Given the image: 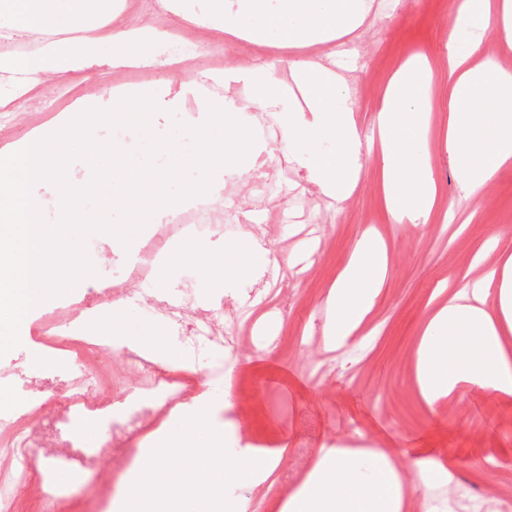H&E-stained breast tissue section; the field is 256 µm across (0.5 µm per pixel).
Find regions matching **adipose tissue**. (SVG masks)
Instances as JSON below:
<instances>
[{"label":"adipose tissue","mask_w":512,"mask_h":512,"mask_svg":"<svg viewBox=\"0 0 512 512\" xmlns=\"http://www.w3.org/2000/svg\"><path fill=\"white\" fill-rule=\"evenodd\" d=\"M200 16L205 27L228 36L260 41L249 25L263 0H238L236 11L224 0H211ZM295 22L294 40L310 46L332 41L359 26L364 12L359 0H283ZM100 19L83 13L75 25L86 31L77 41H60L31 58L0 59V70L24 68L47 75L78 73L94 66L103 42H111L113 66L167 67L162 35L129 29L120 11L98 0ZM512 38V0H460L448 30V127L444 147L452 160L462 199L476 197L500 171L512 166V74L482 61L488 30ZM468 33L460 41V33ZM292 78L302 96L291 106L282 138L296 149L321 191L343 201L351 196L362 173L363 142L352 102L336 71L322 62L301 59L292 64ZM225 84L251 86L264 108L283 105L273 71L252 62L224 69ZM431 110L430 85L418 66H410L389 86L377 117V150L392 223L426 224L437 204V188L428 160L426 138ZM336 142L322 150L323 142ZM388 272V255L380 240L361 237L337 275L329 296L333 315L326 324L328 342L339 346L355 336L372 311ZM98 337L120 342L146 354L176 356L173 347L159 348L130 333L122 309L100 315ZM512 255L499 259L484 277L450 294L428 320L414 351L418 395L427 405L469 383L485 390L512 394ZM208 408L198 403L195 424L166 432L147 449L127 483L120 512H220L221 487L229 482L260 484L279 459L248 450L236 457L223 454L222 430L208 427ZM401 474L385 450L360 452L324 448L302 483L280 512H413Z\"/></svg>","instance_id":"adipose-tissue-1"}]
</instances>
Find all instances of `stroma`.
<instances>
[{
    "instance_id": "35a3bbf8",
    "label": "stroma",
    "mask_w": 512,
    "mask_h": 512,
    "mask_svg": "<svg viewBox=\"0 0 512 512\" xmlns=\"http://www.w3.org/2000/svg\"><path fill=\"white\" fill-rule=\"evenodd\" d=\"M364 5V23L336 44L337 50L358 56L355 69L343 72L342 87L361 132L374 134L388 82L400 67L415 56L427 61L433 104L429 163L441 202L457 199L453 165L438 140L448 126L444 54L455 0H364ZM287 31L284 24L264 29L262 42H240L234 49L273 67L292 99L297 92L293 61L326 48L285 47ZM198 74L192 64L178 70L142 67L125 81L132 93L165 88L180 93L177 109L154 115L156 131L164 135L199 112ZM71 90L108 105L114 98L108 75L92 70L75 78L44 77L36 97L20 101L19 109L66 113ZM362 163L357 188L341 203L314 187L305 199L273 195L268 206L286 207L298 221L277 225L266 244L252 245L251 271L232 291L209 287L196 258L154 280L153 294H187L198 306L239 300L245 318L233 355L191 353L171 320L138 304L128 307L134 334L172 344L191 364L210 407L209 423L224 432L227 454L244 448L281 454L265 483L224 485L223 512L249 501L260 512H278L320 449L336 447L385 449L417 503L431 502L435 512H477L482 505L512 499V395L467 385L431 407L416 392L413 369L414 348L436 304L482 277L501 252H512V167L475 200L460 202L453 223L438 217L429 224H394L385 208L379 155H364ZM365 234L384 240L388 278L358 336L331 349L324 341L329 291ZM87 244L95 282L124 278L127 251L112 247L104 233L91 235ZM278 272L288 274V288L277 284ZM282 304L287 319L271 321L272 309ZM69 370L66 360L26 341L0 358V391L20 404L27 399L29 378L57 384ZM109 431V419L86 416L60 426L56 438L78 441L89 453ZM34 465L60 495L80 496L90 481L89 472L75 463L51 466L38 458ZM432 467L449 471V478L427 481Z\"/></svg>"
}]
</instances>
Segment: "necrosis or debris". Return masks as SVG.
<instances>
[{
    "label": "necrosis or debris",
    "instance_id": "necrosis-or-debris-1",
    "mask_svg": "<svg viewBox=\"0 0 512 512\" xmlns=\"http://www.w3.org/2000/svg\"><path fill=\"white\" fill-rule=\"evenodd\" d=\"M248 229L243 216L206 202L179 210L152 225L141 238L138 258L124 281L95 288L92 299L60 304L27 320L24 331L28 337L50 354L72 361L74 367L61 397H54L47 386L36 385L34 395L15 408L7 426L0 427V512H17L22 498L48 499L42 477L32 471V459L37 451L44 458H54V450L44 439V431L54 418L111 416L115 407L112 392L122 387L134 397L130 413L112 426L107 441L91 461V496L86 509L99 512L101 503L111 497L115 484L143 448L146 437L172 413L196 399V381L191 371L175 372L128 353L123 354L120 367H113L111 358L95 357L92 341L68 333V326L90 318L93 304L132 298L146 307L167 312L191 342L207 347L219 343L225 350L235 351L239 330L234 320L186 303L165 308L145 284L159 259L181 238L212 237Z\"/></svg>",
    "mask_w": 512,
    "mask_h": 512
}]
</instances>
